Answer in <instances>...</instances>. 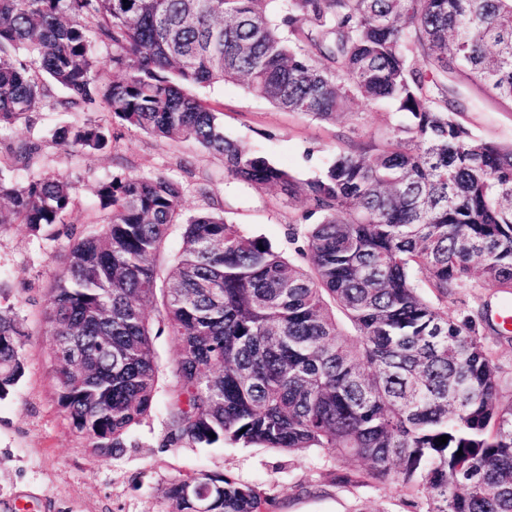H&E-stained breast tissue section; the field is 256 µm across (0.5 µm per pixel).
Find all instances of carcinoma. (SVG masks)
Segmentation results:
<instances>
[{
	"label": "carcinoma",
	"instance_id": "carcinoma-1",
	"mask_svg": "<svg viewBox=\"0 0 512 512\" xmlns=\"http://www.w3.org/2000/svg\"><path fill=\"white\" fill-rule=\"evenodd\" d=\"M223 82L354 126V103H385L394 123L302 181L187 91ZM464 85L512 105V0H0V127L48 103L102 110L222 156L224 177L302 199L314 219L288 225L303 266L220 213L185 217L165 175L98 185L100 229L70 228L45 309L59 403L91 453L126 447L154 407L158 322L179 344L165 446L327 448L359 464L340 483H395L411 512H512V379L485 341L502 334L488 308L456 318L428 299L512 291V144L460 119ZM52 141L83 153L111 135L88 118ZM10 168L0 227L55 237L75 182L19 184ZM26 336L0 308V399L24 375ZM188 487L211 512H268L265 492L223 474L173 480L171 512H194Z\"/></svg>",
	"mask_w": 512,
	"mask_h": 512
}]
</instances>
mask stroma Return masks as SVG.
Wrapping results in <instances>:
<instances>
[{
  "instance_id": "1",
  "label": "stroma",
  "mask_w": 512,
  "mask_h": 512,
  "mask_svg": "<svg viewBox=\"0 0 512 512\" xmlns=\"http://www.w3.org/2000/svg\"><path fill=\"white\" fill-rule=\"evenodd\" d=\"M193 92L221 112L226 135L303 180L321 174L344 136L354 132L368 139L386 131L392 119L387 107L360 103L356 109L363 119L353 129L343 119L328 123L280 110L231 82L197 86ZM468 94L473 108L464 113V122L483 138L512 143V109L477 89ZM84 118L81 112L46 106L31 123L0 130L2 158L22 142L39 147L33 168L14 167L17 181L34 172L75 181V206L66 224L94 232L99 182L161 173L182 184L186 215L224 210L246 233L292 256L288 227L302 223L305 203L291 205L279 195L225 178L221 157L188 142H162L116 125L110 128L111 147L102 153H71L52 142V130ZM202 182L209 185V197L197 191ZM68 245L63 234L50 240L22 224L0 228V306L13 307L29 333L25 374L14 393L0 401V512L24 507L29 512H170L165 495L170 483L200 471L258 486L272 498V512H408L398 485L338 484L337 474L351 464L325 449L288 454L240 443L166 446L168 418L160 401L132 431L127 447L108 458L94 456L58 403L49 358L53 343L44 334L49 280Z\"/></svg>"
}]
</instances>
